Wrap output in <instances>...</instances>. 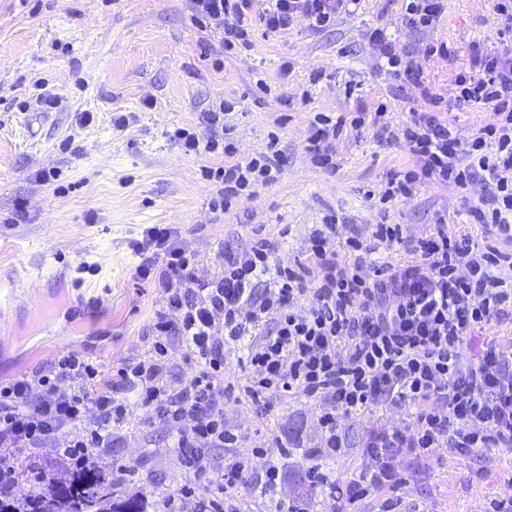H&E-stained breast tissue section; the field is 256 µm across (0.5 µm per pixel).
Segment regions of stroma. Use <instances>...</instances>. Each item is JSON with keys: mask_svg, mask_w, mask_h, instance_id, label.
<instances>
[{"mask_svg": "<svg viewBox=\"0 0 512 512\" xmlns=\"http://www.w3.org/2000/svg\"><path fill=\"white\" fill-rule=\"evenodd\" d=\"M493 0H448L434 29L396 26L398 0H360L322 33L296 20L288 31L257 35L252 52L227 54L218 37L192 17L187 0H0V287L32 257L43 256L52 279L17 285L0 306V379L19 377L59 353L71 351L104 367L125 358L149 357L152 319L161 292L138 280L139 263L129 242L151 224L176 227L199 260L196 273L219 270V251L247 249L256 235L279 244L277 257L304 258L307 239L324 215L336 214L340 238L369 237L378 220L387 180L412 164L404 141L379 140L370 126L345 129L331 143L334 167L313 163L310 123L319 113L386 103L393 127L410 118L414 89L389 74L368 41L372 28L390 25L398 51L423 67L446 105L444 119L470 137L493 116L480 105L453 108V68L469 64V45L503 49ZM435 40L450 42L453 61L427 56ZM293 69L281 76L280 64ZM323 71L310 84L311 71ZM264 80L274 107L255 104L251 92ZM58 100L44 105L46 97ZM236 155L254 157L269 137L279 139L284 163L275 183L256 186L226 212L212 211L214 183L208 167L223 156L187 155L175 144L177 128L208 138L198 115L221 101ZM125 117V128L115 120ZM484 192L434 185L393 202L389 221L412 235L428 231L439 215L480 244L512 251V240L486 234L470 214ZM45 309L31 322L27 307ZM314 398L271 396L229 404L227 424L244 434L238 455L284 445L275 461L283 479L273 500L299 504L302 512H334L325 487L299 480L319 464ZM374 416L343 419L350 441L346 462L331 476L345 480L360 462ZM112 456L133 474L123 494L143 496L149 508L188 477L160 428L130 424L119 433ZM512 493V449L488 448L463 457L434 449L427 465L393 494L415 512H485L491 499Z\"/></svg>", "mask_w": 512, "mask_h": 512, "instance_id": "35a3bbf8", "label": "stroma"}]
</instances>
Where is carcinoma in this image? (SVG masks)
I'll list each match as a JSON object with an SVG mask.
<instances>
[{
	"label": "carcinoma",
	"mask_w": 512,
	"mask_h": 512,
	"mask_svg": "<svg viewBox=\"0 0 512 512\" xmlns=\"http://www.w3.org/2000/svg\"><path fill=\"white\" fill-rule=\"evenodd\" d=\"M58 487L13 503L1 499L0 512H145L138 496L118 497L107 474L95 466L59 478Z\"/></svg>",
	"instance_id": "carcinoma-1"
}]
</instances>
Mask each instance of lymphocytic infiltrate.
<instances>
[{
    "label": "lymphocytic infiltrate",
    "mask_w": 512,
    "mask_h": 512,
    "mask_svg": "<svg viewBox=\"0 0 512 512\" xmlns=\"http://www.w3.org/2000/svg\"><path fill=\"white\" fill-rule=\"evenodd\" d=\"M356 0H190L194 19L217 31L227 52L251 50L254 28L287 31L303 18L324 32ZM400 24L411 30L435 28L445 0H401ZM369 41L393 75L419 94L402 135L413 155L411 168L391 179L383 202L407 199L421 188L479 182L486 193L473 215L489 233L512 231V48L499 52L471 46V64L454 74L457 108L476 105L495 120L469 139L441 116L442 98L412 57L398 55L386 28ZM230 103L208 109L201 124L212 136L200 140L181 130L174 140L184 154L222 151L223 167L207 170L218 184L212 210H225L251 186L272 184L283 155L275 145L247 161L234 160L225 117ZM387 107L370 117L315 115L308 151L330 167L328 143L345 127L371 124L376 136L394 139ZM335 215L323 218L309 237L305 260L272 262L275 242L259 238L243 252L221 253V270L196 276L197 255L167 224H152L131 247L139 256L136 279L166 296L152 323V354L129 358L108 374L75 354L56 356L29 374L0 380V499L14 498L17 462L53 446L69 464L81 467L106 454L114 435L131 422L162 426L185 461L190 478L163 502L164 512H221L227 488L257 484L273 488L281 476L265 458L264 477L254 480L250 459L233 452L241 435L224 421V343L251 337L250 375L238 387L256 400L273 390L327 404L319 424L328 455L346 456L344 418L374 409L407 411L404 427L374 419L364 442L357 476L345 486L330 481L321 467L311 474L336 497V512L380 493V512H402V501L386 496L401 482L400 465L415 468L440 445L471 456L486 448L512 449V336L489 330L512 319V282L497 276L512 266V253L480 246L450 232L446 217L419 236L400 224H377L368 238L337 242ZM395 260H377V253ZM177 318H170V310ZM223 318L224 332L214 331ZM184 348L175 356L170 340ZM213 448L224 457L210 456ZM205 484L208 498L195 496Z\"/></svg>",
    "instance_id": "1"
}]
</instances>
